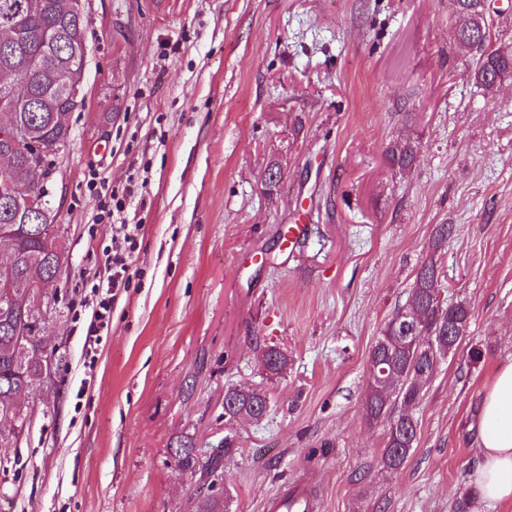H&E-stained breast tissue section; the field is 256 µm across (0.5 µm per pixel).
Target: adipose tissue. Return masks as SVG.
Wrapping results in <instances>:
<instances>
[{
  "label": "adipose tissue",
  "mask_w": 512,
  "mask_h": 512,
  "mask_svg": "<svg viewBox=\"0 0 512 512\" xmlns=\"http://www.w3.org/2000/svg\"><path fill=\"white\" fill-rule=\"evenodd\" d=\"M476 438L480 459L472 472L471 512L512 504V356L498 361L479 406Z\"/></svg>",
  "instance_id": "1"
}]
</instances>
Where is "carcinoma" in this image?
<instances>
[{"label": "carcinoma", "mask_w": 512, "mask_h": 512, "mask_svg": "<svg viewBox=\"0 0 512 512\" xmlns=\"http://www.w3.org/2000/svg\"><path fill=\"white\" fill-rule=\"evenodd\" d=\"M73 0H0V30L9 37L0 39V110L7 109L10 121L23 133L55 143L64 151L71 127L70 104L60 75L83 57L81 37L85 20L72 8ZM451 19L457 46L472 55L467 77L485 95L493 85L512 79V43L492 41L493 15L488 0H453ZM485 14L484 26L470 27L463 21L466 10ZM417 146L411 140L392 144L387 150L391 166L412 165ZM30 169L29 158L17 149L10 171L0 175L6 181H23ZM454 226L434 228L429 252L420 263L407 299L381 330L383 336H446L448 327H466L472 312L469 303H445L442 290L440 254L451 238ZM0 235L14 241L9 252L0 251V283L10 285L7 297L0 296V413L11 414L15 427L0 429V447L19 440L29 429L27 402L30 392L48 378L45 359L47 337L34 330L47 326L50 312H41L29 299L30 281L39 273L47 279L60 278L66 263L61 249V232L56 224H44L39 217L22 211L0 193ZM436 358L424 347L403 344L392 353L373 346L370 360L383 364L385 375L368 382L363 400L365 418L370 423L387 421L384 448L379 464L390 470L404 465L417 441V421L412 413L422 392L433 378L441 360L448 356V343H435ZM287 356L276 348L264 354V366L277 375L286 370ZM224 412L233 418L258 420L268 412L267 393L261 389L229 388L224 392ZM177 466L191 477L213 488L222 479L224 449L218 448L202 460L190 440H179L170 448Z\"/></svg>", "instance_id": "1"}]
</instances>
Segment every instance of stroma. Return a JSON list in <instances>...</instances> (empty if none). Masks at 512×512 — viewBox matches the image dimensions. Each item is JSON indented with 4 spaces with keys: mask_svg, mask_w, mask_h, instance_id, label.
Returning a JSON list of instances; mask_svg holds the SVG:
<instances>
[{
    "mask_svg": "<svg viewBox=\"0 0 512 512\" xmlns=\"http://www.w3.org/2000/svg\"><path fill=\"white\" fill-rule=\"evenodd\" d=\"M450 0H89L84 85L50 192L66 269L46 328L59 394L31 395L0 448V512H197L169 448H224L228 512L303 488L314 512H454L479 460L469 430L512 354V80L478 93ZM409 139L412 168L387 149ZM281 160L266 196L260 177ZM126 195L137 278L86 352L112 227L87 183ZM438 224L443 296L471 319L413 410L406 464L379 459L369 358ZM288 356L270 377L262 356ZM482 349L480 362L469 356ZM263 388L261 421L224 416ZM224 401V413L230 418L242 414V419L258 420L268 412L267 393L262 389L229 388L224 392Z\"/></svg>",
    "mask_w": 512,
    "mask_h": 512,
    "instance_id": "obj_1",
    "label": "stroma"
}]
</instances>
